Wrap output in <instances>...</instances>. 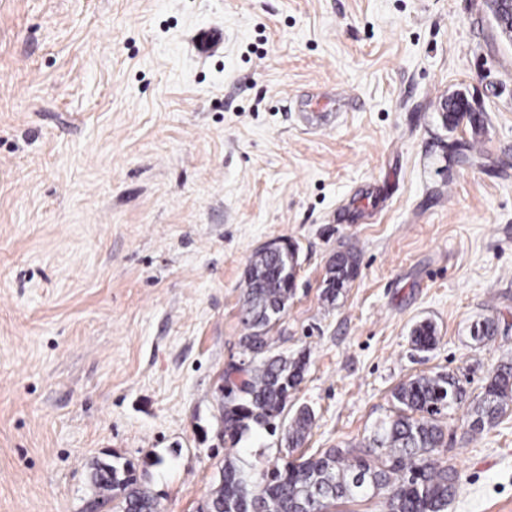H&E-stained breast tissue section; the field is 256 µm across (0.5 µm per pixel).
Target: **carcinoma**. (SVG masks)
<instances>
[{
	"label": "carcinoma",
	"mask_w": 512,
	"mask_h": 512,
	"mask_svg": "<svg viewBox=\"0 0 512 512\" xmlns=\"http://www.w3.org/2000/svg\"><path fill=\"white\" fill-rule=\"evenodd\" d=\"M296 264L290 245L264 261L253 260L245 279L242 337L249 363L239 377L224 374L222 423L224 435L236 445L259 426L276 431L292 391L303 380L307 358L270 355L268 333L279 322L292 296ZM357 262L350 252L339 254L329 269L325 299L333 303L354 278ZM421 350L436 343L435 328L421 323L413 330ZM465 396L452 374L416 376L392 393L396 416L383 422L360 448H329L308 458L279 457L254 477L237 458L224 456L222 483L198 512H297V503L313 500L317 512H327L338 501L371 499L385 494L386 512H447L460 475L441 456L444 432L439 416ZM512 402V364L499 366L487 378L471 408V430L494 425ZM312 413L301 409L285 432L288 452L304 441ZM93 485L112 496L113 512H158L157 499L144 487L129 461L97 462Z\"/></svg>",
	"instance_id": "cac0c4a2"
}]
</instances>
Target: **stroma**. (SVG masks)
<instances>
[{
  "label": "stroma",
  "instance_id": "1",
  "mask_svg": "<svg viewBox=\"0 0 512 512\" xmlns=\"http://www.w3.org/2000/svg\"><path fill=\"white\" fill-rule=\"evenodd\" d=\"M204 26L224 30L207 58ZM339 90L342 111H301ZM458 93L479 127L445 123ZM275 239L298 252L270 336L309 357L303 453L364 442L396 386L449 373L448 512H512V408L470 428L512 363V44L487 0H0V512H86L115 455L159 512H197L227 453L285 456L262 429L229 446L219 406ZM224 45V31L220 27H203L193 35L191 46L196 55L209 57ZM356 270L357 262L352 253L337 255L336 262L329 269L330 277L324 289V297L328 302L336 301L346 284L354 278ZM479 399L471 408V430L482 431L493 426L512 402V364L499 366L487 378Z\"/></svg>",
  "mask_w": 512,
  "mask_h": 512
}]
</instances>
